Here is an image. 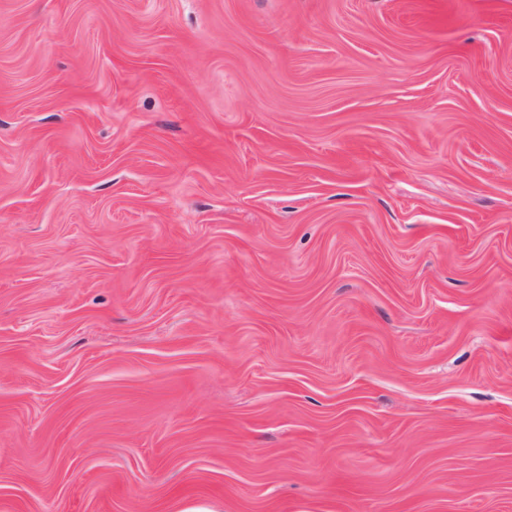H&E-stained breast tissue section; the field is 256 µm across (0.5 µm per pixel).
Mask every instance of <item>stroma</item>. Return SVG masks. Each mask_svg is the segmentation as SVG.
<instances>
[{"instance_id":"stroma-1","label":"stroma","mask_w":512,"mask_h":512,"mask_svg":"<svg viewBox=\"0 0 512 512\" xmlns=\"http://www.w3.org/2000/svg\"><path fill=\"white\" fill-rule=\"evenodd\" d=\"M0 512H512V0H0Z\"/></svg>"}]
</instances>
